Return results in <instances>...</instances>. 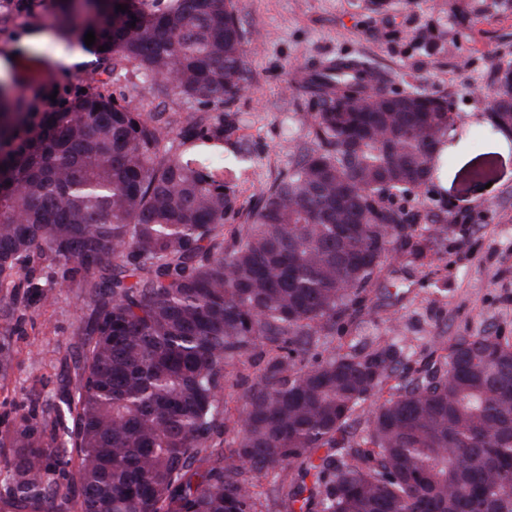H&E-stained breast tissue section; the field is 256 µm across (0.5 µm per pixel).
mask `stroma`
I'll list each match as a JSON object with an SVG mask.
<instances>
[{
  "label": "stroma",
  "mask_w": 512,
  "mask_h": 512,
  "mask_svg": "<svg viewBox=\"0 0 512 512\" xmlns=\"http://www.w3.org/2000/svg\"><path fill=\"white\" fill-rule=\"evenodd\" d=\"M361 0H237L246 33L247 92L234 105L237 137L253 160L237 171L238 204L248 208L307 139L305 115L312 101L297 81L320 60L338 55L368 58L399 89L420 86L446 94L452 104L448 132L427 194L410 208L439 215L454 227L442 249L421 261L398 256L381 273L400 287L387 298L371 291L364 323L346 327L344 344L391 338L399 320L413 349H432L437 336L491 330L512 339V135L490 119L492 77L512 61V0H396L388 15L370 16ZM40 10L31 30L0 28V57L13 62L14 94L48 108L52 93L89 89L92 57L77 41L58 38L33 44L49 24ZM140 111L165 105L172 127L191 111L162 97L131 71L112 84ZM49 271L36 265L0 291V337H8L11 376L0 384V438L13 437L20 418L43 426L67 384L76 355V333L88 312L84 289L69 286L43 303L28 280Z\"/></svg>",
  "instance_id": "obj_1"
}]
</instances>
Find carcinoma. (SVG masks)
I'll use <instances>...</instances> for the list:
<instances>
[{"instance_id":"obj_1","label":"carcinoma","mask_w":512,"mask_h":512,"mask_svg":"<svg viewBox=\"0 0 512 512\" xmlns=\"http://www.w3.org/2000/svg\"><path fill=\"white\" fill-rule=\"evenodd\" d=\"M33 2L0 0V23H27ZM53 2L55 31H94L102 86L173 71L160 92L193 113L174 131L106 89L0 104V290L42 259L91 300L49 438L26 425L11 441L0 512H512V342L440 339L415 370L396 342L336 344L389 257L448 241L438 219L417 235L428 216L405 206L431 179L448 97L391 89L363 56L318 62L309 145L229 224L237 198L205 152L231 142L251 160L232 140L235 0ZM494 102L512 123V63ZM256 352L234 417L224 383ZM11 369L3 337L0 381ZM58 448L74 464L60 498Z\"/></svg>"}]
</instances>
